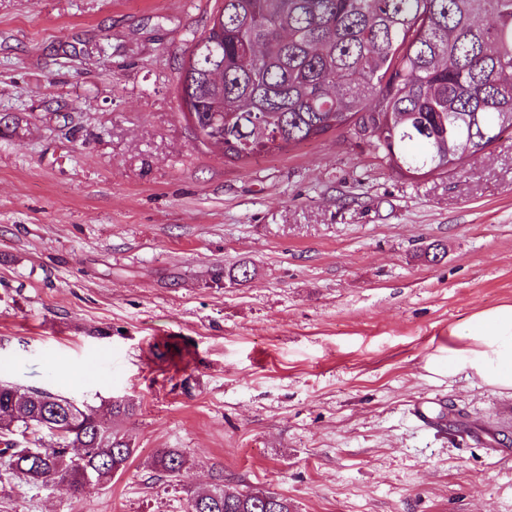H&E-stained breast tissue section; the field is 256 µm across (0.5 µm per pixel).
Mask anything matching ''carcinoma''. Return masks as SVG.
Instances as JSON below:
<instances>
[{
	"label": "carcinoma",
	"mask_w": 512,
	"mask_h": 512,
	"mask_svg": "<svg viewBox=\"0 0 512 512\" xmlns=\"http://www.w3.org/2000/svg\"><path fill=\"white\" fill-rule=\"evenodd\" d=\"M194 40L178 98L200 143L241 161L347 131L409 178L456 172L512 133V0H218ZM50 390L0 384V468L72 494L106 483L133 452L120 423ZM187 464L163 448L150 466ZM187 512H294L271 491L188 494Z\"/></svg>",
	"instance_id": "obj_1"
}]
</instances>
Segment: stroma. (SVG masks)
I'll return each instance as SVG.
<instances>
[{
    "mask_svg": "<svg viewBox=\"0 0 512 512\" xmlns=\"http://www.w3.org/2000/svg\"><path fill=\"white\" fill-rule=\"evenodd\" d=\"M215 7L0 0V383L137 407L125 471H0V512H185L219 471L295 512H512V395L425 369L512 304V135L414 181L343 131L224 159L177 92ZM421 397L462 424L421 427ZM149 464L161 473L175 476L184 469L187 459L177 448H164L157 452Z\"/></svg>",
    "mask_w": 512,
    "mask_h": 512,
    "instance_id": "obj_1",
    "label": "stroma"
}]
</instances>
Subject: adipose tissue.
I'll return each mask as SVG.
<instances>
[{"mask_svg": "<svg viewBox=\"0 0 512 512\" xmlns=\"http://www.w3.org/2000/svg\"><path fill=\"white\" fill-rule=\"evenodd\" d=\"M444 358L425 363L428 372L512 392V304L480 311L453 329Z\"/></svg>", "mask_w": 512, "mask_h": 512, "instance_id": "1", "label": "adipose tissue"}]
</instances>
